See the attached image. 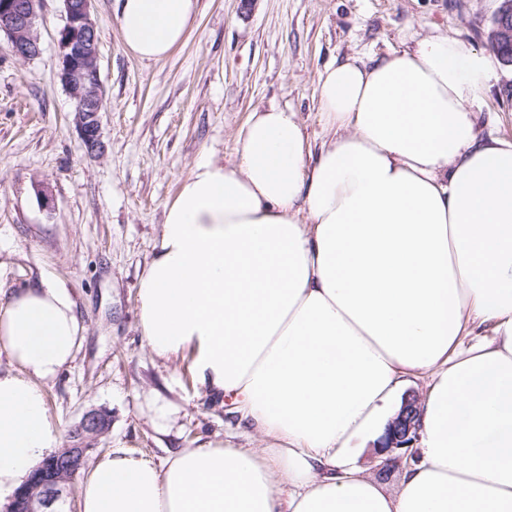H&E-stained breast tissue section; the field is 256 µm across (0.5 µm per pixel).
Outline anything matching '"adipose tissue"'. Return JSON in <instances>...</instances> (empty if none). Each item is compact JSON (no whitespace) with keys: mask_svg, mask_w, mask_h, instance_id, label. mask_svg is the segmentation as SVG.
<instances>
[{"mask_svg":"<svg viewBox=\"0 0 512 512\" xmlns=\"http://www.w3.org/2000/svg\"><path fill=\"white\" fill-rule=\"evenodd\" d=\"M198 0H117L127 52L167 57ZM493 65L443 34L324 69L323 136L253 113L236 159L197 160L138 284L150 350L187 352L261 450L184 448L155 466L115 451L80 512H512V142L472 110ZM82 325L65 285L0 312V494L59 445L41 380ZM427 375L417 456L397 493L356 465Z\"/></svg>","mask_w":512,"mask_h":512,"instance_id":"ef3b65f1","label":"adipose tissue"}]
</instances>
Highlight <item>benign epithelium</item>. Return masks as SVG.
Segmentation results:
<instances>
[{
	"label": "benign epithelium",
	"mask_w": 512,
	"mask_h": 512,
	"mask_svg": "<svg viewBox=\"0 0 512 512\" xmlns=\"http://www.w3.org/2000/svg\"><path fill=\"white\" fill-rule=\"evenodd\" d=\"M42 0H0V34L7 37L13 55L30 60L40 55L37 30ZM93 0H63L66 22L59 32V78L74 100V123L82 148L89 156L104 152L100 114L104 94L99 70L98 28L92 17ZM490 36L512 50V3L504 0L493 18ZM420 406L407 398L388 425L378 451L383 462L412 457L418 437ZM110 428L109 416L100 409L87 411L74 429L80 442L61 448L45 459L43 469L32 474L11 498L7 512H68L69 489L84 467L89 446Z\"/></svg>",
	"instance_id": "benign-epithelium-1"
}]
</instances>
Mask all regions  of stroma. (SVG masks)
<instances>
[{
	"label": "stroma",
	"instance_id": "stroma-1",
	"mask_svg": "<svg viewBox=\"0 0 512 512\" xmlns=\"http://www.w3.org/2000/svg\"><path fill=\"white\" fill-rule=\"evenodd\" d=\"M502 0H198L185 41L160 61L127 53L115 0H94L105 97L102 156H87L74 101L58 78L62 0H43L42 53L23 62L0 36V308L51 278L83 326L72 362L44 380L62 443L101 409L109 431L87 456L124 451L154 465L182 448L256 449L224 405L197 387L189 354L166 361L138 322V281L158 250L167 206L201 155L236 158L252 112H296L311 143L322 131L317 86L331 63L378 58L445 34L492 56ZM474 110L480 138L512 140V67L498 65ZM166 406L168 421L156 417Z\"/></svg>",
	"mask_w": 512,
	"mask_h": 512
}]
</instances>
